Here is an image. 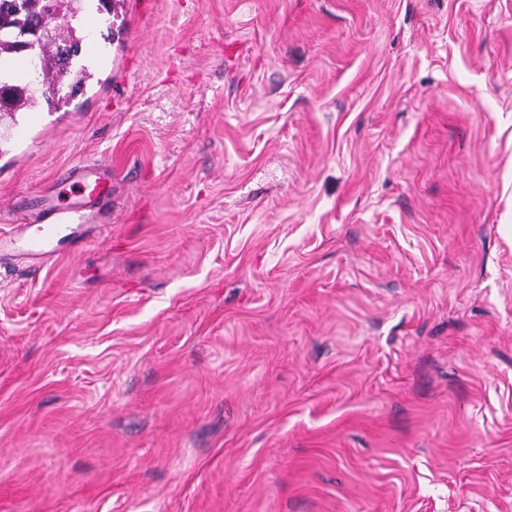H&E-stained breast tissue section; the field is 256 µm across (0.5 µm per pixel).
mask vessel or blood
<instances>
[{
  "mask_svg": "<svg viewBox=\"0 0 512 512\" xmlns=\"http://www.w3.org/2000/svg\"><path fill=\"white\" fill-rule=\"evenodd\" d=\"M111 174L109 166L99 163L64 170L53 183L47 203L31 213L29 224L0 233V255L19 252L46 258L54 252L53 241L61 227L82 235L97 214L103 186Z\"/></svg>",
  "mask_w": 512,
  "mask_h": 512,
  "instance_id": "1",
  "label": "vessel or blood"
}]
</instances>
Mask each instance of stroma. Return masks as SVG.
Masks as SVG:
<instances>
[{
    "label": "stroma",
    "mask_w": 512,
    "mask_h": 512,
    "mask_svg": "<svg viewBox=\"0 0 512 512\" xmlns=\"http://www.w3.org/2000/svg\"><path fill=\"white\" fill-rule=\"evenodd\" d=\"M0 120V512H512V0H121ZM112 169L103 164L75 165L64 170L51 187L48 202L31 214L14 213L13 222L44 224L42 234L33 238L28 234L29 224H17V229L0 233V257L3 254L23 253L34 258L50 257L53 241L59 229L66 226L75 238L94 220L106 180H111ZM75 225V226H73Z\"/></svg>",
    "instance_id": "stroma-1"
}]
</instances>
